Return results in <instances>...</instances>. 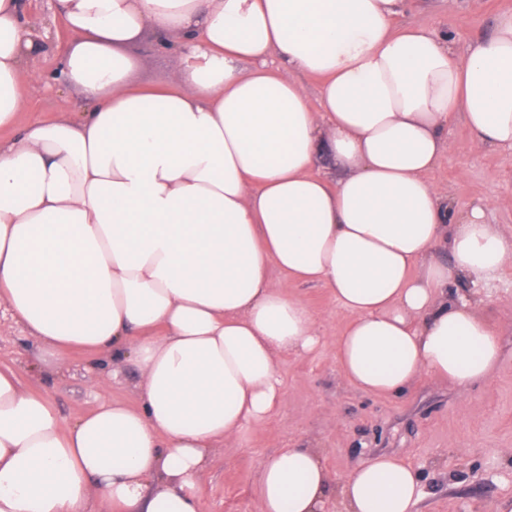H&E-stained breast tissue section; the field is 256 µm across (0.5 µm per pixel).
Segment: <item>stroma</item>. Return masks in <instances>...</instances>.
I'll use <instances>...</instances> for the list:
<instances>
[{"label": "stroma", "instance_id": "35a3bbf8", "mask_svg": "<svg viewBox=\"0 0 512 512\" xmlns=\"http://www.w3.org/2000/svg\"><path fill=\"white\" fill-rule=\"evenodd\" d=\"M50 2L27 0L26 16L38 31L40 67L46 72L57 65L64 27ZM510 13L512 0H409L398 23L448 36L461 50L489 37L497 19ZM125 51L137 62L134 85L177 82L171 57L157 47L152 29ZM86 106L78 89L36 81L26 91L19 122L73 118ZM429 178L457 210L486 205L488 223L512 238V151L475 149L459 119L449 127L448 149ZM463 290L480 293L500 342L501 358L492 375L463 395L424 374L400 395L377 396L350 386L337 369L336 338L347 314L326 288L295 286L319 320L323 344L309 354L279 355L284 403L235 443L215 449L199 477L203 512H256L260 466L288 447L319 449L329 474L325 512H338L342 481L379 453L404 459L417 473L423 488L418 512H496L500 499L512 495V265L499 280L468 283ZM0 365L14 368L26 390L48 391L65 428L105 402L141 403L134 364L93 350L50 357L1 304Z\"/></svg>", "mask_w": 512, "mask_h": 512}]
</instances>
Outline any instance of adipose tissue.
Returning <instances> with one entry per match:
<instances>
[{
  "label": "adipose tissue",
  "instance_id": "obj_1",
  "mask_svg": "<svg viewBox=\"0 0 512 512\" xmlns=\"http://www.w3.org/2000/svg\"><path fill=\"white\" fill-rule=\"evenodd\" d=\"M407 7L57 0L77 41L47 74L24 0H0V302L52 356L109 352L143 376L139 407L64 428L0 369V512H201L213 448L284 402L279 354L322 343L295 283L348 314L336 365L361 391L429 374L463 394L495 370L480 298L448 286L498 279L512 240L428 175L459 114L476 149L512 148V15L460 52L395 28ZM148 27L178 43V84L132 85L123 48ZM50 80L88 108L18 125L28 84ZM328 484L318 450L281 449L258 512H321ZM422 494L409 464L376 455L343 481L342 512H416Z\"/></svg>",
  "mask_w": 512,
  "mask_h": 512
}]
</instances>
